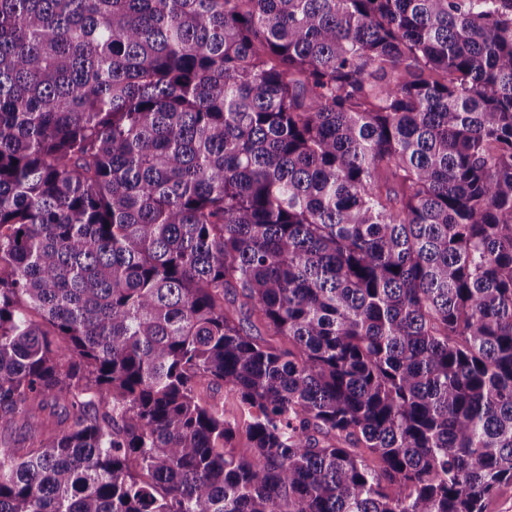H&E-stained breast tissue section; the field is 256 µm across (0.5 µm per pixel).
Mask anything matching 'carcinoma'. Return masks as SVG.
<instances>
[{"label":"carcinoma","mask_w":512,"mask_h":512,"mask_svg":"<svg viewBox=\"0 0 512 512\" xmlns=\"http://www.w3.org/2000/svg\"><path fill=\"white\" fill-rule=\"evenodd\" d=\"M505 485L512 0H0V512Z\"/></svg>","instance_id":"obj_1"}]
</instances>
